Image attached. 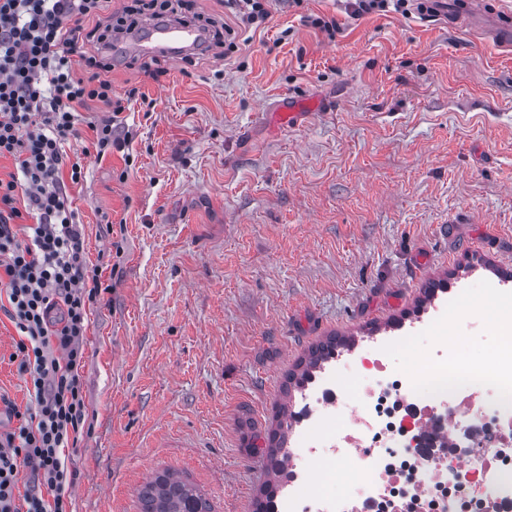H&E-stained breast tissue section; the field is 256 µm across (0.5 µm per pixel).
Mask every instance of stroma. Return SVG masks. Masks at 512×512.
Instances as JSON below:
<instances>
[{"label":"stroma","instance_id":"1","mask_svg":"<svg viewBox=\"0 0 512 512\" xmlns=\"http://www.w3.org/2000/svg\"><path fill=\"white\" fill-rule=\"evenodd\" d=\"M236 49L113 59L128 151L85 160L66 191L87 260L111 252L82 370L92 430L72 455L75 512H140L156 474L212 512H255L268 435L311 346L404 335L426 300L471 290L481 333L512 274V47L433 19L354 17L346 0H273L259 27L227 0H189ZM335 19L334 37L308 16ZM299 100L292 127L274 111ZM0 313V391L29 394Z\"/></svg>","mask_w":512,"mask_h":512}]
</instances>
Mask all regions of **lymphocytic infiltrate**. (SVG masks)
<instances>
[{"mask_svg": "<svg viewBox=\"0 0 512 512\" xmlns=\"http://www.w3.org/2000/svg\"><path fill=\"white\" fill-rule=\"evenodd\" d=\"M107 0H0V158L16 171L0 179V312L19 339L14 356L30 405L0 394L15 428L0 432V512H74L77 448L88 417L84 366L89 315L101 299V269L86 257L84 227L66 191L84 177L83 161L122 149L113 117L135 100L112 96L100 74L105 55H85L123 32L135 6L88 30ZM85 74H77L76 63ZM98 101L112 116L84 122L81 106ZM92 138H84V130ZM80 150L68 154L67 145Z\"/></svg>", "mask_w": 512, "mask_h": 512, "instance_id": "f902f5d3", "label": "lymphocytic infiltrate"}]
</instances>
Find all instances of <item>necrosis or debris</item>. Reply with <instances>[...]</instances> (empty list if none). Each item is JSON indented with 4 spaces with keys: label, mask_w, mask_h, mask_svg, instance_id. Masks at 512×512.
<instances>
[{
    "label": "necrosis or debris",
    "mask_w": 512,
    "mask_h": 512,
    "mask_svg": "<svg viewBox=\"0 0 512 512\" xmlns=\"http://www.w3.org/2000/svg\"><path fill=\"white\" fill-rule=\"evenodd\" d=\"M447 322L441 307L411 327L417 361L381 336L319 372L275 512H512V321L474 358L458 355ZM337 467L336 496L315 471Z\"/></svg>",
    "instance_id": "1"
}]
</instances>
